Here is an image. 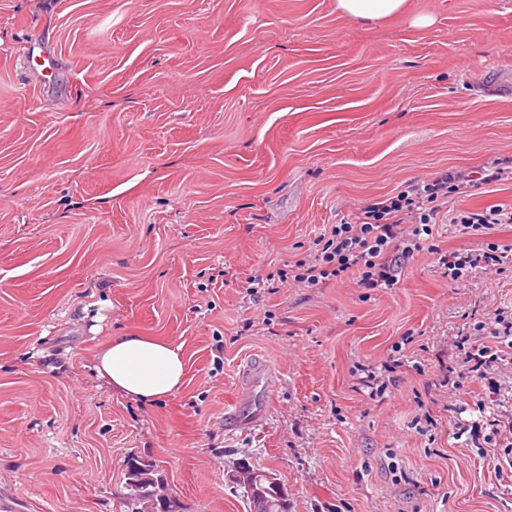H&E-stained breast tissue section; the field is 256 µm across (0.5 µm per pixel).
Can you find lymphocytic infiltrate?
<instances>
[{
	"mask_svg": "<svg viewBox=\"0 0 512 512\" xmlns=\"http://www.w3.org/2000/svg\"><path fill=\"white\" fill-rule=\"evenodd\" d=\"M512 181V159L494 158L476 172L446 168L426 180L404 182L394 194L378 198L357 212L353 222L332 226L313 258L296 262L292 271L251 279L252 288H272L294 281L315 288L332 280L353 278L361 288L393 286L401 261L426 249L456 281L469 270L503 264L512 257V246H493L478 253H440L428 244L432 226L448 206L449 197L468 188Z\"/></svg>",
	"mask_w": 512,
	"mask_h": 512,
	"instance_id": "1",
	"label": "lymphocytic infiltrate"
}]
</instances>
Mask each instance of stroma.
Returning <instances> with one entry per match:
<instances>
[{
    "instance_id": "stroma-1",
    "label": "stroma",
    "mask_w": 512,
    "mask_h": 512,
    "mask_svg": "<svg viewBox=\"0 0 512 512\" xmlns=\"http://www.w3.org/2000/svg\"><path fill=\"white\" fill-rule=\"evenodd\" d=\"M495 157L512 0L370 24L336 0H0V504L119 512L137 456L181 512H248L241 461L290 512H512V346L463 368L512 318V263L453 282L423 250L390 288L247 291L405 181ZM495 204L512 181L448 209ZM433 242L512 245V224ZM133 333L186 360L150 406L96 370ZM258 361L277 379L228 429ZM494 343H500L499 341H494ZM490 345L488 342L478 341L468 343L465 363L470 364L469 372H479L481 368L488 367L491 363H493L497 357V345Z\"/></svg>"
}]
</instances>
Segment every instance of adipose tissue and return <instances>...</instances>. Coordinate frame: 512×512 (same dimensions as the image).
<instances>
[{"mask_svg":"<svg viewBox=\"0 0 512 512\" xmlns=\"http://www.w3.org/2000/svg\"><path fill=\"white\" fill-rule=\"evenodd\" d=\"M96 369L113 391L147 403L172 396L185 377L179 347L137 334L114 337L101 352Z\"/></svg>","mask_w":512,"mask_h":512,"instance_id":"1","label":"adipose tissue"}]
</instances>
